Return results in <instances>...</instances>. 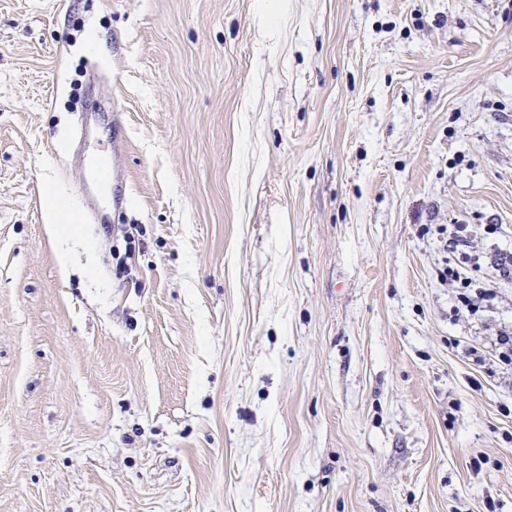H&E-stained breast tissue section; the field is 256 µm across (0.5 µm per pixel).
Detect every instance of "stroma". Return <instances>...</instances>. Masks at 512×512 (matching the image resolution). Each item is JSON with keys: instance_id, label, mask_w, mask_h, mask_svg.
Returning <instances> with one entry per match:
<instances>
[{"instance_id": "35a3bbf8", "label": "stroma", "mask_w": 512, "mask_h": 512, "mask_svg": "<svg viewBox=\"0 0 512 512\" xmlns=\"http://www.w3.org/2000/svg\"><path fill=\"white\" fill-rule=\"evenodd\" d=\"M461 223L512 251V0H0V512H512ZM478 258L462 261V265L455 263H446V266L440 269L438 276L444 283L452 284L457 288V300L463 309L468 313L479 311L481 307H488L495 295L492 289L479 274L481 266Z\"/></svg>"}]
</instances>
